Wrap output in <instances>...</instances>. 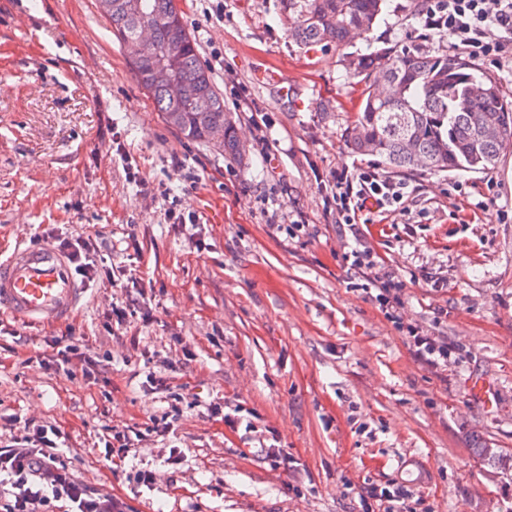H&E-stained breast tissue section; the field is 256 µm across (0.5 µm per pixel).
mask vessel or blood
Listing matches in <instances>:
<instances>
[{
    "instance_id": "obj_1",
    "label": "vessel or blood",
    "mask_w": 512,
    "mask_h": 512,
    "mask_svg": "<svg viewBox=\"0 0 512 512\" xmlns=\"http://www.w3.org/2000/svg\"><path fill=\"white\" fill-rule=\"evenodd\" d=\"M85 285L53 243L17 246L0 259V313L26 324L66 318L82 302Z\"/></svg>"
}]
</instances>
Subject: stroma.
<instances>
[{
	"label": "stroma",
	"mask_w": 512,
	"mask_h": 512,
	"mask_svg": "<svg viewBox=\"0 0 512 512\" xmlns=\"http://www.w3.org/2000/svg\"><path fill=\"white\" fill-rule=\"evenodd\" d=\"M417 2L388 0L353 49L451 54L448 33L420 39ZM179 5L201 65L224 59L212 76L241 161L162 121L96 0H0V255L83 234L114 272L67 321L0 320V434L15 416L54 425L79 479L127 512H361L360 493L392 482L412 512H512V465L472 449L512 456V146L481 173L398 174L402 203L351 232L330 182L375 159L347 143L363 85L343 50L289 39L278 0ZM270 70L289 93L260 81ZM358 242L403 284L395 318L353 284ZM128 304L129 327L111 326ZM409 325L453 343L445 371L413 356ZM55 339L107 369L60 370ZM152 373L180 396L174 434L104 460L111 428L168 411Z\"/></svg>",
	"instance_id": "stroma-1"
}]
</instances>
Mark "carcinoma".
I'll return each mask as SVG.
<instances>
[{
    "instance_id": "1",
    "label": "carcinoma",
    "mask_w": 512,
    "mask_h": 512,
    "mask_svg": "<svg viewBox=\"0 0 512 512\" xmlns=\"http://www.w3.org/2000/svg\"><path fill=\"white\" fill-rule=\"evenodd\" d=\"M97 3L123 43L142 27L153 28L154 51L133 64V70L163 122L205 145L210 144L211 130L221 127L224 141L214 148L239 159L235 121L224 111V99L199 62L197 45L183 23L177 0ZM385 4L386 0H279L282 15L290 21L288 36L305 48L328 44V32L336 46L351 44V30L370 31ZM345 61L350 76L368 77L347 134L349 145L358 153L380 157L391 170H414L413 158L420 155L434 172H483L512 144V102L502 97L496 83L474 75L466 60L420 49L383 48L349 53ZM162 64L174 67L189 83L188 98L175 101L163 87L151 84V71ZM378 75L395 82L396 97L380 96ZM484 128L497 130L498 137L484 136Z\"/></svg>"
}]
</instances>
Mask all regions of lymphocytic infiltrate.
Returning <instances> with one entry per match:
<instances>
[{"label":"lymphocytic infiltrate","mask_w":512,"mask_h":512,"mask_svg":"<svg viewBox=\"0 0 512 512\" xmlns=\"http://www.w3.org/2000/svg\"><path fill=\"white\" fill-rule=\"evenodd\" d=\"M418 23L424 32L448 31L454 52L496 65L512 64V0H422ZM405 186L372 169L336 174L332 198L336 221L355 226L367 205L385 208L401 203ZM176 411L152 419L142 429L113 430L104 443L105 458L126 457L150 434L174 430ZM53 426L33 420L0 439V512H125L111 491L78 479L62 460Z\"/></svg>","instance_id":"lymphocytic-infiltrate-1"}]
</instances>
